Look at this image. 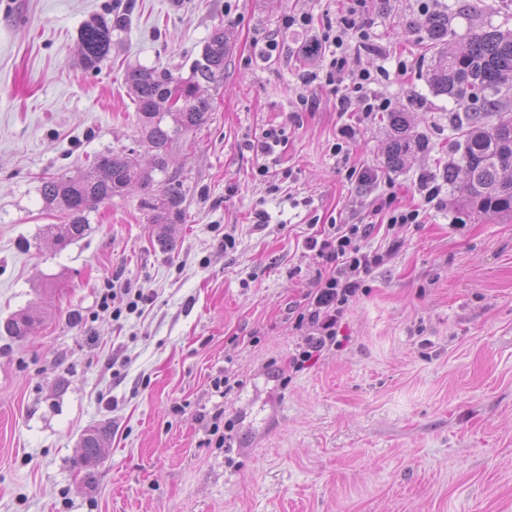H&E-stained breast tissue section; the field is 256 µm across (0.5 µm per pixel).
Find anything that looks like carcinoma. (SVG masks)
<instances>
[{"label":"carcinoma","instance_id":"obj_1","mask_svg":"<svg viewBox=\"0 0 512 512\" xmlns=\"http://www.w3.org/2000/svg\"><path fill=\"white\" fill-rule=\"evenodd\" d=\"M127 18L118 13L107 20L99 18L83 25L79 32V50L83 65L95 68L107 55L112 30L125 26ZM428 36L436 47L427 82L438 95L454 99L458 105L473 103L475 108L455 112L451 121L465 129L464 148L458 161L448 164L443 179L448 189L458 192L457 202L479 213L512 210V119L497 117L499 95L512 91V31L483 30L474 34L465 47L448 49V18L433 15L427 22ZM231 43L224 27L213 30L200 58L193 63V80L185 82L171 74L148 68H131L125 83L132 94L138 114V141L151 154L153 166H141L134 148L108 151L98 155L90 167L77 177L57 176L43 183L42 197L47 207L60 213L61 224H50L47 232L59 247L81 239L91 230L87 214L99 204L123 196L129 188L145 189L155 182L153 173L165 175L160 190L147 193L144 208L164 227L158 235L162 246L171 244V225L182 221L185 201L183 183L167 174L168 156L174 144L191 129L204 124L211 112L210 99L201 91L200 81L215 79L224 72V58ZM185 100L177 107L175 96ZM392 136L386 152L388 166L403 164L419 139L410 134V124L403 112L389 113ZM36 320L32 314H20L4 323L9 336H25ZM103 432L93 430L81 440L80 462L94 464L100 455Z\"/></svg>","mask_w":512,"mask_h":512}]
</instances>
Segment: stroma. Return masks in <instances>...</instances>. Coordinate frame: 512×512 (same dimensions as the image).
<instances>
[{
  "instance_id": "35a3bbf8",
  "label": "stroma",
  "mask_w": 512,
  "mask_h": 512,
  "mask_svg": "<svg viewBox=\"0 0 512 512\" xmlns=\"http://www.w3.org/2000/svg\"><path fill=\"white\" fill-rule=\"evenodd\" d=\"M342 5L0 0V325L45 313L29 335L0 332V512H512V211L423 193L460 138L456 103L426 81L423 22L447 16L460 48L512 29V0H373L369 46L348 67L377 71V92L424 144L396 169L385 113L340 115L330 87L298 80L324 73L304 48ZM121 10L126 27L85 69L80 28ZM302 12L310 29L286 27ZM218 25L232 49L207 87L212 111L171 154L185 191L171 245L136 188L58 249L43 179L136 147L127 68L190 80ZM272 126L287 144L267 181L247 143ZM352 167L389 182L350 180ZM390 192L423 208L421 224L388 227L375 207ZM332 224L374 225L368 245L383 261L341 316L340 345L296 372L306 331L294 311L322 268L306 241ZM116 275L151 293L143 315L99 312ZM224 375L221 397L212 381ZM219 406L234 423L221 448L208 432ZM95 428L107 434L85 467L80 442Z\"/></svg>"
}]
</instances>
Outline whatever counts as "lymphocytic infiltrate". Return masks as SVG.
<instances>
[{"mask_svg": "<svg viewBox=\"0 0 512 512\" xmlns=\"http://www.w3.org/2000/svg\"><path fill=\"white\" fill-rule=\"evenodd\" d=\"M368 2L347 0L335 29L325 30L309 46L311 52L322 54L326 70L321 76L314 72L303 74L302 83L307 86L321 79L331 86L337 74L347 73L348 84L336 93L337 106L342 112L368 114L388 108L373 89L376 78L370 71L346 69L349 49L346 34L355 33L363 42L370 37ZM373 231L370 224H336L321 236L308 239L307 246L321 259L324 271L319 274L315 288L305 295L304 305L296 315L298 327L307 329L308 334L290 357L293 370L304 369L314 357L335 345L336 326L345 306L357 296L363 276L381 262L380 255L367 246Z\"/></svg>", "mask_w": 512, "mask_h": 512, "instance_id": "lymphocytic-infiltrate-1", "label": "lymphocytic infiltrate"}]
</instances>
